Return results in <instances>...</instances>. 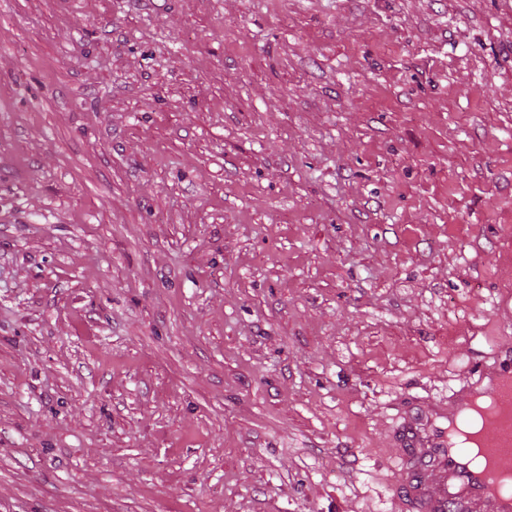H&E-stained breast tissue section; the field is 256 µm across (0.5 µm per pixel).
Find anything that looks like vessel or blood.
I'll return each instance as SVG.
<instances>
[{"label":"vessel or blood","instance_id":"1","mask_svg":"<svg viewBox=\"0 0 512 512\" xmlns=\"http://www.w3.org/2000/svg\"><path fill=\"white\" fill-rule=\"evenodd\" d=\"M512 391V354L494 355L447 401L414 405L399 415L393 456L402 473L399 512H512V488L500 480L512 467V434L490 424L483 447L468 443L462 422L476 406Z\"/></svg>","mask_w":512,"mask_h":512}]
</instances>
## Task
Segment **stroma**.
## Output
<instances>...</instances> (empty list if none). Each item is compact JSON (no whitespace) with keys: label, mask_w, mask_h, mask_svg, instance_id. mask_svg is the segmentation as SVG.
<instances>
[{"label":"stroma","mask_w":512,"mask_h":512,"mask_svg":"<svg viewBox=\"0 0 512 512\" xmlns=\"http://www.w3.org/2000/svg\"><path fill=\"white\" fill-rule=\"evenodd\" d=\"M509 347L512 0H0V512H391Z\"/></svg>","instance_id":"1"}]
</instances>
